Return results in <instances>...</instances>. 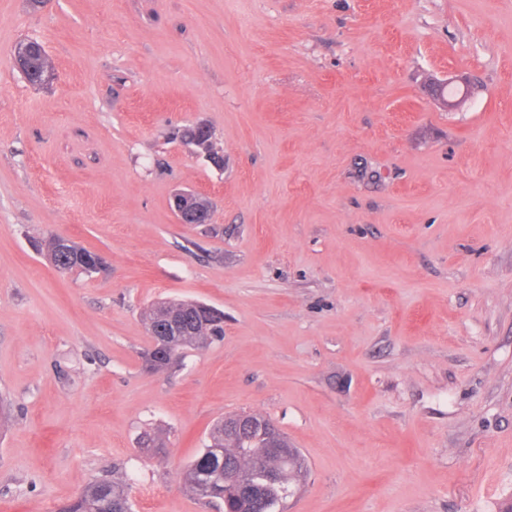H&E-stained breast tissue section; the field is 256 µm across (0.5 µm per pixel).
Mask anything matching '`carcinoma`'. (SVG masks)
I'll return each instance as SVG.
<instances>
[{
    "label": "carcinoma",
    "instance_id": "carcinoma-1",
    "mask_svg": "<svg viewBox=\"0 0 512 512\" xmlns=\"http://www.w3.org/2000/svg\"><path fill=\"white\" fill-rule=\"evenodd\" d=\"M23 74L32 85H41L45 78L46 52L39 43L27 42ZM42 254L49 263L64 267L70 273L92 278L105 269L103 257L75 242L61 245L59 236L52 234L43 240ZM178 315L179 334L163 336L168 346L167 361L156 365L157 358L148 352L146 360L153 370H164L181 361L186 351L202 349L224 336V314L206 304L187 300L158 301L143 313L146 328L165 329L173 315ZM270 434L259 428L246 429L233 435L218 420L209 432L208 444L188 465L185 481L191 493L200 499L222 502L224 512H239L252 506L241 475L247 473L252 489L259 496L260 512H279V506L291 493L290 486L305 474L304 458L299 450L290 455L272 454ZM140 451L158 454L164 442L155 430L141 433ZM58 512H131L126 484L100 479L58 508Z\"/></svg>",
    "mask_w": 512,
    "mask_h": 512
}]
</instances>
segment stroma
<instances>
[{
  "instance_id": "35a3bbf8",
  "label": "stroma",
  "mask_w": 512,
  "mask_h": 512,
  "mask_svg": "<svg viewBox=\"0 0 512 512\" xmlns=\"http://www.w3.org/2000/svg\"><path fill=\"white\" fill-rule=\"evenodd\" d=\"M52 233L107 273L57 272ZM161 299L223 310V340L147 370ZM0 397V512L103 478L215 512L183 471L238 413L305 459L284 512H506L512 0H0ZM20 46L25 47L26 64L24 70L22 71L23 74L30 82V84H43L45 82V62L47 56L45 50L42 48L39 42L22 43ZM209 203V201H208ZM199 194L189 191H179L173 195L172 207L176 218L181 224H207L210 217V205Z\"/></svg>"
}]
</instances>
